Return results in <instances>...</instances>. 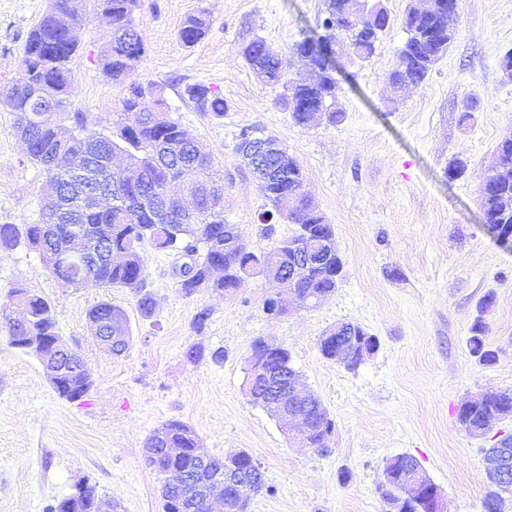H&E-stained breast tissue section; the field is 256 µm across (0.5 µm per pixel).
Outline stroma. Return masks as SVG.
Segmentation results:
<instances>
[{
	"instance_id": "stroma-1",
	"label": "stroma",
	"mask_w": 512,
	"mask_h": 512,
	"mask_svg": "<svg viewBox=\"0 0 512 512\" xmlns=\"http://www.w3.org/2000/svg\"><path fill=\"white\" fill-rule=\"evenodd\" d=\"M393 23L367 61L344 60L336 125H295L280 104L283 88L258 78L241 50L260 37L282 56L287 78L310 80L292 45L320 25L324 0H141L134 15L146 54L134 77L158 85L170 117L224 177L225 219L253 248L286 238L294 225L265 224L259 183L236 152L242 129L275 137L301 165L305 191L336 230L344 261L336 291L316 307L285 298V314L265 301L273 290L246 279L229 295L181 292L178 252L147 251L150 316L126 288L89 283L64 288L25 246L0 250V305L20 286L54 307L60 336L83 357L91 390L61 399L38 359L12 346L0 324V512H47L81 482L94 486L106 512H160L161 480L144 460V442L162 423L191 425L210 454L247 451L259 461L268 491L248 512H384L379 493L387 458L410 454L441 494L444 512H482L488 491L485 450L512 433V420L483 437L458 422L474 393L512 389V246L488 232L477 187L497 144L512 135V79L499 61L512 49V0H460L458 36L424 83L393 94L386 78L407 39L400 18L425 0H382ZM48 0H0V96L19 71L26 36ZM73 35V109L111 130L124 95L98 61L111 32L94 0H82ZM211 25L187 47L178 32L189 16ZM203 84L224 98L223 118L198 111L184 95ZM479 107L469 124L468 100ZM16 114L0 104V224H34L46 193L43 169L29 160L15 133ZM467 160L464 176L448 177L449 161ZM495 302L481 311L487 293ZM122 307L132 332L126 354L112 356L94 339L88 310ZM208 309L203 328L194 325ZM498 362L470 356L476 320ZM378 337V350L357 371L323 358L318 340L339 322ZM262 337L287 348L304 391L314 393L334 423L331 452L293 447L276 420L254 405L245 381L251 344ZM201 347L197 361L189 346ZM223 349L224 361L210 354ZM350 471L341 481V471Z\"/></svg>"
}]
</instances>
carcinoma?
I'll return each instance as SVG.
<instances>
[{"instance_id": "1", "label": "carcinoma", "mask_w": 512, "mask_h": 512, "mask_svg": "<svg viewBox=\"0 0 512 512\" xmlns=\"http://www.w3.org/2000/svg\"><path fill=\"white\" fill-rule=\"evenodd\" d=\"M78 0H49V7L28 33L22 63L26 76L14 85L12 111L29 123L25 141L27 157L40 165L48 184L70 193L62 162L65 156L86 154L94 161H110L116 154L125 156L126 166L114 169L102 166L99 171L107 180L112 202L89 205L77 195L68 199L64 208L42 210L35 224H0V249L24 245L46 256L62 251L70 260L54 265L50 273L64 288H73L81 280H91L102 288H128L138 296V309L147 317L154 308V298L146 290L145 253L147 249L165 251L178 248L192 255L189 275L179 280V288L191 296L202 288L223 293L238 288L253 277H266L268 263L275 262L284 270L279 282L288 285V242L298 241L316 232L318 239L335 241V228L326 222L304 191V174L295 158L271 136H258L254 130L240 132L238 154L245 164L263 167L267 180L263 185L269 209L261 213L262 221L280 219L296 225L288 240H279L270 248L255 250L247 244L231 249L224 243L240 238L235 225L224 219V179L215 168L211 155L196 149L195 140L182 124L164 112L166 101L162 91L152 82L132 79L137 64L145 53L143 36L134 26L137 0H97V7L112 15V39L99 54V63L112 81L125 85L118 119L109 133L90 127L83 112L72 110L74 94L73 65L78 45L70 34L55 23V15H82L72 9ZM432 12H417L409 6L400 23L407 40L399 51L394 67L387 75L393 93L410 85L423 83L433 66L447 53L456 39L460 4L455 0H437ZM367 11L365 0H325L321 19L322 33H311L294 44L293 54L306 63V44L339 39L344 56L369 59L377 42L367 41L366 29L371 18L363 19V27L353 26V18ZM209 22L200 13L189 17L179 32L180 42L191 47L207 34ZM242 57L262 80L282 85L284 108L293 122L309 128L324 120L336 125L343 112L331 107L336 99V62L328 64V72L310 84L286 78L279 54L270 51L262 38H254L242 48ZM188 99L202 112L224 117V99L213 96L201 84L185 88ZM482 217L500 227L512 245V139L498 143L493 164L484 172L478 185ZM97 236L108 243L112 254L121 257L116 264L83 267L79 258L87 254L86 238ZM320 263L307 268L293 283V292L301 299L329 296L336 291V272L344 268L336 251L321 245ZM30 319L24 327L7 329L10 343L17 347L26 336H51L57 331L52 305L44 298L26 294ZM92 320L110 326L117 340L112 354L126 353L130 335L125 311L108 301L95 304L88 312ZM486 325L477 320L471 328L467 347L471 357L485 366L497 362V353L485 341ZM251 349L265 360V365L286 378L292 372L290 353L279 356L268 351L264 339L257 338ZM60 398L69 402L86 397L80 375L74 373L68 383L54 388ZM303 405L319 420L318 430L310 437V447H325L327 429L334 425L322 407V401L309 395ZM512 418V390H492L467 408L459 410L460 425L471 435L486 434L495 421ZM199 441L195 430L180 420H169L147 437L145 447L158 448L157 457L145 460L162 477L165 493L162 512H173L183 500L187 512H207V507L191 495L199 476L224 481V458L213 456L205 466L197 462L194 448ZM167 448H179L171 456ZM235 494L240 497V512H247L251 495L266 488L263 472H246L239 479Z\"/></svg>"}]
</instances>
